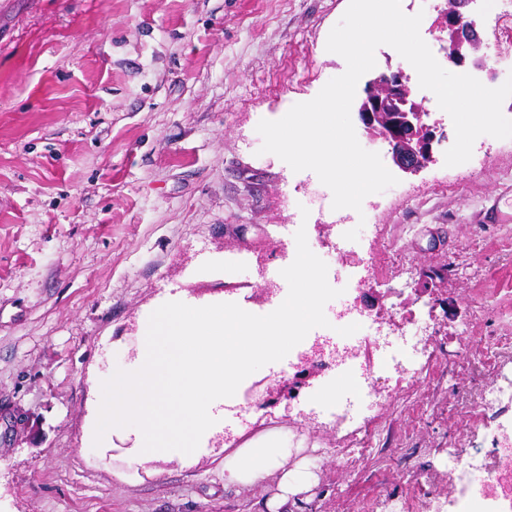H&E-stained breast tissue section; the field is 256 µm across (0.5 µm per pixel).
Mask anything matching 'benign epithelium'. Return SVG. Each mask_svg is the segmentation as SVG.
Instances as JSON below:
<instances>
[{
	"label": "benign epithelium",
	"mask_w": 512,
	"mask_h": 512,
	"mask_svg": "<svg viewBox=\"0 0 512 512\" xmlns=\"http://www.w3.org/2000/svg\"><path fill=\"white\" fill-rule=\"evenodd\" d=\"M474 2L476 0H448L447 7L439 13L438 28L448 34L446 53L450 62L463 66L469 61L473 67L484 70L487 56L482 52L483 42L474 23L467 20L464 13ZM385 105L393 112V122L379 131L377 121L381 120ZM358 115L366 138L371 142H386L390 147V161L400 170L413 173L434 162L432 144L438 132L437 123H428L429 112L415 98L410 78L403 70L382 73L370 80ZM323 352L324 344L314 343L288 386L305 383L310 374L309 364Z\"/></svg>",
	"instance_id": "obj_1"
}]
</instances>
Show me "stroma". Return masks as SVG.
I'll list each match as a JSON object with an SVG mask.
<instances>
[{
    "mask_svg": "<svg viewBox=\"0 0 512 512\" xmlns=\"http://www.w3.org/2000/svg\"><path fill=\"white\" fill-rule=\"evenodd\" d=\"M345 0H0V512H267L276 476L224 480L225 435L279 427L319 463L295 512H512L484 493L512 440V138L480 136L475 172L434 163L367 196L375 222L352 247L355 284L280 361L251 374L274 388L330 336L343 306L379 318L355 335L351 378L377 398L358 417L319 413L336 380L314 366L289 396L217 422L192 457L134 451L136 428L89 437L101 383L138 364L142 326L169 301L238 304L260 315L305 229L329 270L331 190L261 153V120L342 74L328 52ZM497 223L484 222L487 210ZM428 330L417 372L382 373L384 340ZM360 452L346 446L362 435ZM458 455L464 473L448 469Z\"/></svg>",
    "mask_w": 512,
    "mask_h": 512,
    "instance_id": "obj_1",
    "label": "stroma"
}]
</instances>
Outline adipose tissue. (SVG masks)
<instances>
[{"label":"adipose tissue","instance_id":"obj_1","mask_svg":"<svg viewBox=\"0 0 512 512\" xmlns=\"http://www.w3.org/2000/svg\"><path fill=\"white\" fill-rule=\"evenodd\" d=\"M296 443L287 431L272 428L243 439L237 450L224 459V478L231 483L254 484L278 474V493L269 499V512H288L296 495L304 492L311 479L305 464H290Z\"/></svg>","mask_w":512,"mask_h":512}]
</instances>
